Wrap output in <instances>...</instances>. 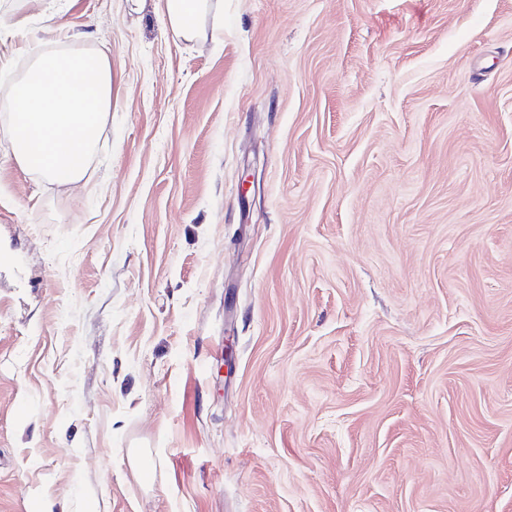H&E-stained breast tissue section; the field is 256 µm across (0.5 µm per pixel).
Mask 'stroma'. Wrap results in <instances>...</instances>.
<instances>
[{
    "instance_id": "stroma-1",
    "label": "stroma",
    "mask_w": 512,
    "mask_h": 512,
    "mask_svg": "<svg viewBox=\"0 0 512 512\" xmlns=\"http://www.w3.org/2000/svg\"><path fill=\"white\" fill-rule=\"evenodd\" d=\"M223 2L0 0V100L51 13L119 86L0 142V512H512V0ZM167 27L177 38L195 40L205 34V23L219 10L220 0H156Z\"/></svg>"
}]
</instances>
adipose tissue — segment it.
Masks as SVG:
<instances>
[{"instance_id":"obj_1","label":"adipose tissue","mask_w":512,"mask_h":512,"mask_svg":"<svg viewBox=\"0 0 512 512\" xmlns=\"http://www.w3.org/2000/svg\"><path fill=\"white\" fill-rule=\"evenodd\" d=\"M175 37L195 40L220 0H157ZM45 52L34 58L0 109L8 115L1 133L17 165L59 185L83 177L104 120L117 99L109 53L66 42L47 26Z\"/></svg>"}]
</instances>
